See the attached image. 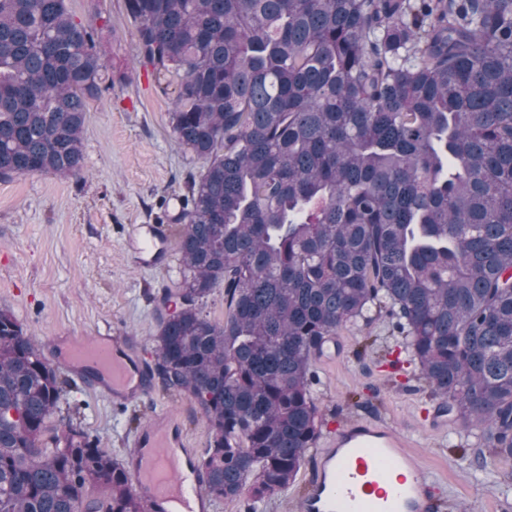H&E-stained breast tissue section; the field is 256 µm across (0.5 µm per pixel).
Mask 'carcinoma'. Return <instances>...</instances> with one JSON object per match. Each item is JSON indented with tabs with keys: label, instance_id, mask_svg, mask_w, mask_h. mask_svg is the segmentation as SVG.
Wrapping results in <instances>:
<instances>
[{
	"label": "carcinoma",
	"instance_id": "obj_1",
	"mask_svg": "<svg viewBox=\"0 0 512 512\" xmlns=\"http://www.w3.org/2000/svg\"><path fill=\"white\" fill-rule=\"evenodd\" d=\"M125 3L203 162L154 342L209 424L208 496L256 512L288 489L319 433L313 359L379 318L444 410L512 458V0ZM97 41L66 0H0L1 180L79 174ZM61 392L1 309L0 512H144L95 437L46 447Z\"/></svg>",
	"mask_w": 512,
	"mask_h": 512
}]
</instances>
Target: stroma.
Returning <instances> with one entry per match:
<instances>
[{
  "mask_svg": "<svg viewBox=\"0 0 512 512\" xmlns=\"http://www.w3.org/2000/svg\"><path fill=\"white\" fill-rule=\"evenodd\" d=\"M73 14L102 31L103 90L85 117L80 177L17 176L0 180V308L10 310L42 353L53 338L119 336L137 355L155 358L160 301L182 280L179 252L143 264L127 246L135 224H165L172 204L189 194L202 163L176 144L173 85L140 55L125 0H68ZM400 359V370L389 362ZM319 437L287 490L258 512H300L314 459L332 427L369 420L405 440L432 478L438 512H512V459H474L479 429L440 409L436 397L385 322L347 326L313 361ZM63 391L54 430H84L122 465L146 418L173 421L188 447L203 455L208 422L199 406L153 376L149 394L123 404L91 379L60 368Z\"/></svg>",
  "mask_w": 512,
  "mask_h": 512,
  "instance_id": "obj_1",
  "label": "stroma"
}]
</instances>
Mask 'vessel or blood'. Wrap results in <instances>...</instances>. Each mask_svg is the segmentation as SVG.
I'll return each instance as SVG.
<instances>
[{"label":"vessel or blood","mask_w":512,"mask_h":512,"mask_svg":"<svg viewBox=\"0 0 512 512\" xmlns=\"http://www.w3.org/2000/svg\"><path fill=\"white\" fill-rule=\"evenodd\" d=\"M129 243L143 261H164L172 230L166 224H137ZM57 360L65 367L93 369L96 386L116 399L141 397L150 389L146 368L128 342L117 337H70ZM129 479L145 512H203L202 474L192 462V452L159 418L147 420L135 443ZM428 485L427 474L414 464L402 438L365 422H350L320 453L302 512H436Z\"/></svg>","instance_id":"b4317fda"}]
</instances>
